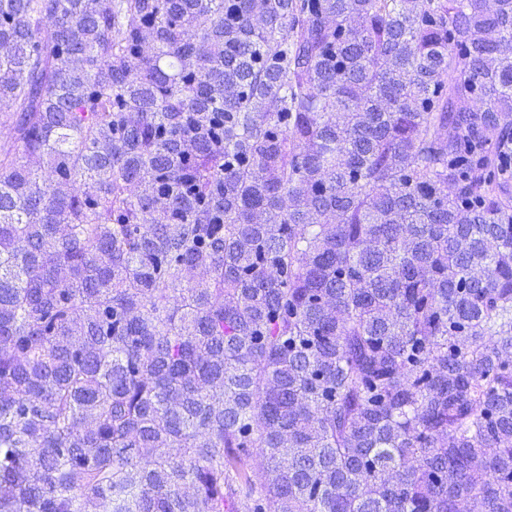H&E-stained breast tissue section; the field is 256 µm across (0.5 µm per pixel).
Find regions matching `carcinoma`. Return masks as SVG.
<instances>
[{
  "label": "carcinoma",
  "instance_id": "carcinoma-1",
  "mask_svg": "<svg viewBox=\"0 0 512 512\" xmlns=\"http://www.w3.org/2000/svg\"><path fill=\"white\" fill-rule=\"evenodd\" d=\"M0 102V512H512V0H0Z\"/></svg>",
  "mask_w": 512,
  "mask_h": 512
}]
</instances>
